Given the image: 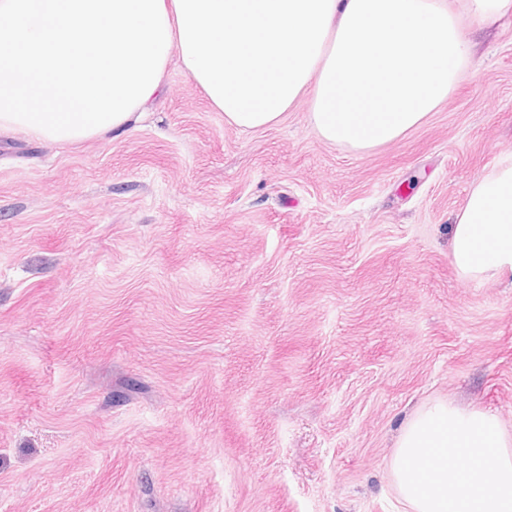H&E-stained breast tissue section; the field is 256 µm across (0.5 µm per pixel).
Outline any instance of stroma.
<instances>
[{
  "label": "stroma",
  "mask_w": 512,
  "mask_h": 512,
  "mask_svg": "<svg viewBox=\"0 0 512 512\" xmlns=\"http://www.w3.org/2000/svg\"><path fill=\"white\" fill-rule=\"evenodd\" d=\"M461 31L448 100L364 152L303 98L232 127L176 59L125 133L0 135V512H397L419 406L512 435V279L450 256L512 162V15Z\"/></svg>",
  "instance_id": "obj_1"
}]
</instances>
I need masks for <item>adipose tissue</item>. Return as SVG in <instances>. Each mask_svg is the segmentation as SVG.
I'll return each mask as SVG.
<instances>
[{
    "mask_svg": "<svg viewBox=\"0 0 512 512\" xmlns=\"http://www.w3.org/2000/svg\"><path fill=\"white\" fill-rule=\"evenodd\" d=\"M469 56L448 0H0V131L124 132L176 57L230 126H273L305 94L320 138L368 151L443 103ZM451 258L467 280L512 275V164L470 190Z\"/></svg>",
    "mask_w": 512,
    "mask_h": 512,
    "instance_id": "ef3b65f1",
    "label": "adipose tissue"
}]
</instances>
